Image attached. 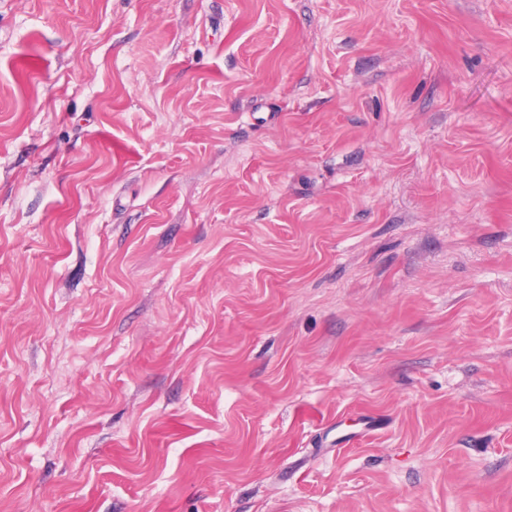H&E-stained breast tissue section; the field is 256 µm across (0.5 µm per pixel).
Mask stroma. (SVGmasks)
I'll use <instances>...</instances> for the list:
<instances>
[{
	"label": "stroma",
	"instance_id": "35a3bbf8",
	"mask_svg": "<svg viewBox=\"0 0 512 512\" xmlns=\"http://www.w3.org/2000/svg\"><path fill=\"white\" fill-rule=\"evenodd\" d=\"M0 512H512V0H0Z\"/></svg>",
	"mask_w": 512,
	"mask_h": 512
}]
</instances>
